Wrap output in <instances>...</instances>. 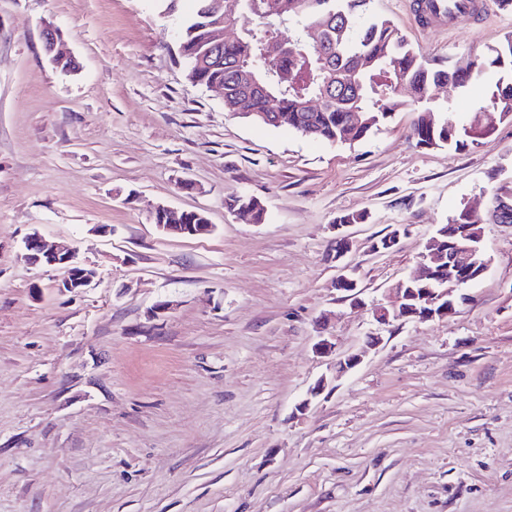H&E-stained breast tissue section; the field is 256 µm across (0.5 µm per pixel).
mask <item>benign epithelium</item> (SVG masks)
<instances>
[{
  "mask_svg": "<svg viewBox=\"0 0 512 512\" xmlns=\"http://www.w3.org/2000/svg\"><path fill=\"white\" fill-rule=\"evenodd\" d=\"M44 37L47 39V56L50 61L61 66L71 60V57L56 51L57 37L53 28L44 29ZM156 211L169 217L170 223L159 224L157 228L168 235L192 236L205 235L212 230L210 224H183L181 212L166 205H159ZM479 250L477 246H459L454 253L446 252L439 248V239L432 237L426 243L420 254L419 269L412 279H423L432 271V267H439L442 273V281L446 283L444 288H392L395 296L390 306H380L374 316L380 323L391 321H427L435 318H445L455 312V300L458 296L460 302L468 301V295L462 293V289L473 281L478 280L486 272L488 262L474 271L470 278L461 275L465 265L473 262ZM24 259L31 265L58 266L66 270V277L62 287L70 290H80L91 285L96 272L80 264L76 260V252L65 246L47 242L39 233L33 232L24 242Z\"/></svg>",
  "mask_w": 512,
  "mask_h": 512,
  "instance_id": "1",
  "label": "benign epithelium"
}]
</instances>
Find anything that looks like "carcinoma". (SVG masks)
I'll use <instances>...</instances> for the list:
<instances>
[{"label": "carcinoma", "instance_id": "1", "mask_svg": "<svg viewBox=\"0 0 512 512\" xmlns=\"http://www.w3.org/2000/svg\"><path fill=\"white\" fill-rule=\"evenodd\" d=\"M370 0H196L194 13L179 31L188 77L195 85H224V109L236 111L235 94L249 79L263 82L279 96V115L268 119L266 98L254 93L249 111L256 121L288 127L304 136L340 143L365 138L406 108L417 113L411 135L425 147L465 149L481 133L512 117V38L487 55L473 56L453 69L428 68L391 21L367 16ZM230 24L244 28L241 39L219 46L218 33ZM291 35L281 38L280 26ZM278 38L282 49L262 52L263 40ZM459 82L485 87L469 123H448L444 106L431 98L433 88ZM327 95L319 107L313 96ZM361 114L354 121L355 114ZM236 212H251V222L265 220L262 203L248 196L231 200ZM512 220V195L496 199L489 221Z\"/></svg>", "mask_w": 512, "mask_h": 512}]
</instances>
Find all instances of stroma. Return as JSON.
<instances>
[{
    "instance_id": "35a3bbf8",
    "label": "stroma",
    "mask_w": 512,
    "mask_h": 512,
    "mask_svg": "<svg viewBox=\"0 0 512 512\" xmlns=\"http://www.w3.org/2000/svg\"><path fill=\"white\" fill-rule=\"evenodd\" d=\"M407 2L369 13L436 68L512 35L494 0L449 30ZM192 8L0 0V512H512V224L486 221L512 182V118L463 150L417 145L410 112L351 144L259 124L188 80ZM46 24L75 70L50 62ZM160 204L203 210L212 233H162ZM464 208L489 260L470 302L377 323ZM35 231L71 244L91 286L27 264Z\"/></svg>"
}]
</instances>
